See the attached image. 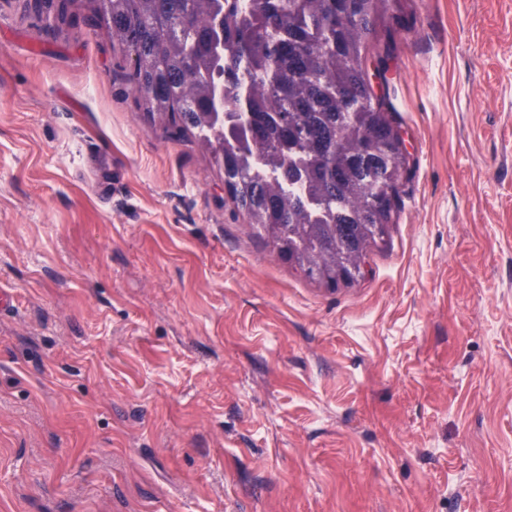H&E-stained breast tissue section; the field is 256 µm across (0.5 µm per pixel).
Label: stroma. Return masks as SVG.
<instances>
[{"mask_svg": "<svg viewBox=\"0 0 512 512\" xmlns=\"http://www.w3.org/2000/svg\"><path fill=\"white\" fill-rule=\"evenodd\" d=\"M394 11L372 85L408 169L330 290L86 0H0V512H512V0Z\"/></svg>", "mask_w": 512, "mask_h": 512, "instance_id": "obj_1", "label": "stroma"}]
</instances>
